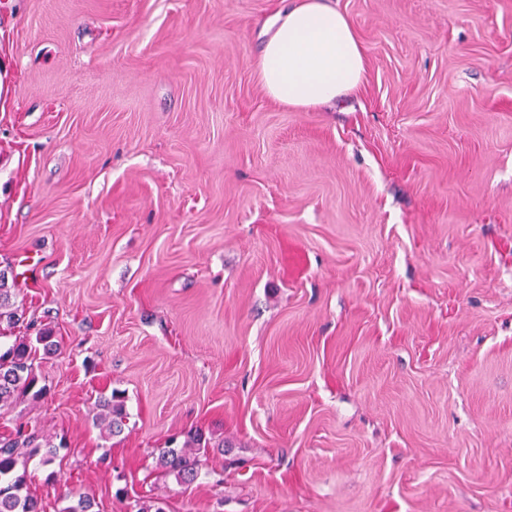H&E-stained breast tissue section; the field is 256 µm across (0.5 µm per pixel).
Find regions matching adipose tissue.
<instances>
[{
  "mask_svg": "<svg viewBox=\"0 0 512 512\" xmlns=\"http://www.w3.org/2000/svg\"><path fill=\"white\" fill-rule=\"evenodd\" d=\"M366 68L364 44L331 0H284L254 62L267 96L303 111L358 89Z\"/></svg>",
  "mask_w": 512,
  "mask_h": 512,
  "instance_id": "1",
  "label": "adipose tissue"
}]
</instances>
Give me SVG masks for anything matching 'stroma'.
<instances>
[{
  "label": "stroma",
  "instance_id": "obj_1",
  "mask_svg": "<svg viewBox=\"0 0 512 512\" xmlns=\"http://www.w3.org/2000/svg\"><path fill=\"white\" fill-rule=\"evenodd\" d=\"M332 2L365 80L299 112L253 74L280 0H0L45 512H512V0ZM194 430L232 452L182 485ZM97 406L102 407V412L96 415V419L101 422H107V426L112 431V434L120 432L126 418L122 397L115 391H112L110 399L98 401ZM214 448H224V442L211 446L204 442L202 435H190L181 448H162L158 463L166 474L173 475L180 483H192L200 475Z\"/></svg>",
  "mask_w": 512,
  "mask_h": 512
}]
</instances>
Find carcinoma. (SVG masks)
Instances as JSON below:
<instances>
[{
  "instance_id": "1",
  "label": "carcinoma",
  "mask_w": 512,
  "mask_h": 512,
  "mask_svg": "<svg viewBox=\"0 0 512 512\" xmlns=\"http://www.w3.org/2000/svg\"><path fill=\"white\" fill-rule=\"evenodd\" d=\"M11 299L7 271L0 269V326L14 327L22 318ZM29 328L36 331V336H18L13 344L0 351L1 419L18 399L29 395L38 400L46 394V388L37 387V350L41 345L44 352L51 355L57 352L58 344L53 341L51 327L32 321ZM98 406L102 407V412L96 415V419L107 423L114 433L121 431L126 418L122 397L114 392L110 398L98 402ZM211 450L213 446L195 434L189 436L181 448L161 449L158 463L166 474L179 482L192 483L205 467ZM37 455L41 465H49L57 457V446L36 423L20 421L12 430L0 434V512H44L41 502L29 487L27 465ZM93 506V499L78 494L71 496L69 505L61 512H92Z\"/></svg>"
}]
</instances>
